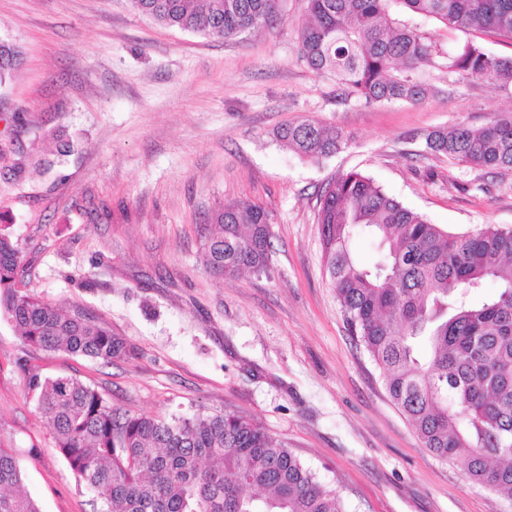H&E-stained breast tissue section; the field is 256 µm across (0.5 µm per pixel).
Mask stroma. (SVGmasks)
I'll list each match as a JSON object with an SVG mask.
<instances>
[{"label": "stroma", "mask_w": 512, "mask_h": 512, "mask_svg": "<svg viewBox=\"0 0 512 512\" xmlns=\"http://www.w3.org/2000/svg\"><path fill=\"white\" fill-rule=\"evenodd\" d=\"M279 24L230 40L167 28L129 0H0V38L25 65L0 88V227L29 293L83 310L123 337L109 364L30 348L0 321V449L41 512H93L36 409L29 377L67 375L113 408L167 419L231 412L285 444L348 512H512V499L424 448L380 370L350 335L324 273L321 188L356 170L452 232L512 227V172L427 151L426 135L512 111V88L432 70L420 103L368 105L301 60L307 0ZM390 18L448 49L450 31L397 4ZM313 119L349 138L299 157L276 137ZM232 202L271 215L264 272L207 273L208 215Z\"/></svg>", "instance_id": "35a3bbf8"}]
</instances>
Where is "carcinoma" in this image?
I'll list each match as a JSON object with an SVG mask.
<instances>
[{"label": "carcinoma", "instance_id": "obj_1", "mask_svg": "<svg viewBox=\"0 0 512 512\" xmlns=\"http://www.w3.org/2000/svg\"><path fill=\"white\" fill-rule=\"evenodd\" d=\"M450 30L491 31L512 40V0H308L299 30L309 68L366 104L420 102L425 75L444 68L498 88L512 87V57L467 41L444 51L416 26L388 22L389 2ZM167 27L229 40L281 18L282 0H130ZM24 66L15 42L0 39V87ZM317 161L342 150L339 127L314 120L278 133ZM426 147L459 164L512 170V112L484 127L461 122L427 134ZM209 222L203 264L235 278L267 269L270 213L227 203ZM317 224L325 271L349 331L379 367L392 401L422 446L456 462L476 483L512 496V228L449 232L349 171L320 192ZM379 239L383 258L363 266L358 235ZM22 257L0 232V319L29 345L110 363L125 340L79 310L69 314L19 287ZM498 292L477 303L486 280ZM37 410L76 479L96 493L100 512H346L323 484L262 427L234 413L130 415L66 375L29 379ZM25 472L0 449V512H40L23 489Z\"/></svg>", "mask_w": 512, "mask_h": 512}]
</instances>
